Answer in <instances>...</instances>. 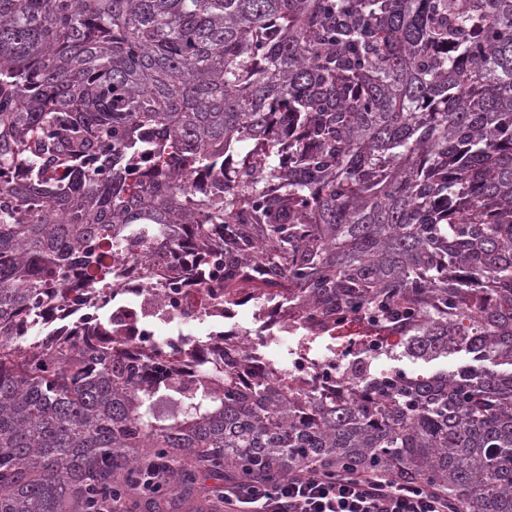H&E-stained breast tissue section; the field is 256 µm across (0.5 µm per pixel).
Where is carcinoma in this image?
<instances>
[{
  "mask_svg": "<svg viewBox=\"0 0 512 512\" xmlns=\"http://www.w3.org/2000/svg\"><path fill=\"white\" fill-rule=\"evenodd\" d=\"M184 258L377 349L330 390L161 376L105 311L27 340ZM156 459L130 512L298 464L512 512V0H0V512H99Z\"/></svg>",
  "mask_w": 512,
  "mask_h": 512,
  "instance_id": "obj_1",
  "label": "carcinoma"
}]
</instances>
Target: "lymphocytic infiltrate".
<instances>
[{
    "label": "lymphocytic infiltrate",
    "instance_id": "f902f5d3",
    "mask_svg": "<svg viewBox=\"0 0 512 512\" xmlns=\"http://www.w3.org/2000/svg\"><path fill=\"white\" fill-rule=\"evenodd\" d=\"M226 512H459L429 484L385 472L296 467L267 484L247 477L225 484Z\"/></svg>",
    "mask_w": 512,
    "mask_h": 512
}]
</instances>
